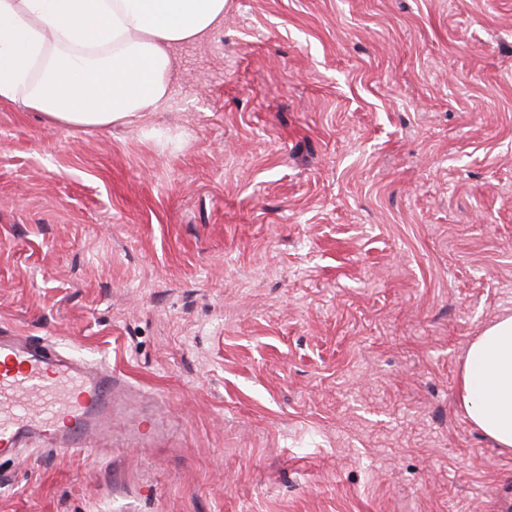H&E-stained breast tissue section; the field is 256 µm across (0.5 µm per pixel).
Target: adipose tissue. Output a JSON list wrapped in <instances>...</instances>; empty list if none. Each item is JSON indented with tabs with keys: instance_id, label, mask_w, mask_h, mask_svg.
Instances as JSON below:
<instances>
[{
	"instance_id": "obj_1",
	"label": "adipose tissue",
	"mask_w": 512,
	"mask_h": 512,
	"mask_svg": "<svg viewBox=\"0 0 512 512\" xmlns=\"http://www.w3.org/2000/svg\"><path fill=\"white\" fill-rule=\"evenodd\" d=\"M226 0H0V103L53 126L165 111L173 51L224 23ZM470 424L512 454V315L470 342L458 380Z\"/></svg>"
}]
</instances>
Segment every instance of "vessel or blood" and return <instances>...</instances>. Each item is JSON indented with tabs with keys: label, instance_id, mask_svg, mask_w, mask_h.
Returning <instances> with one entry per match:
<instances>
[{
	"label": "vessel or blood",
	"instance_id": "1",
	"mask_svg": "<svg viewBox=\"0 0 512 512\" xmlns=\"http://www.w3.org/2000/svg\"><path fill=\"white\" fill-rule=\"evenodd\" d=\"M132 392L111 366L0 330V458L42 442L58 452L112 435Z\"/></svg>",
	"mask_w": 512,
	"mask_h": 512
}]
</instances>
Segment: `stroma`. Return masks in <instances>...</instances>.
<instances>
[{
  "instance_id": "obj_1",
  "label": "stroma",
  "mask_w": 512,
  "mask_h": 512,
  "mask_svg": "<svg viewBox=\"0 0 512 512\" xmlns=\"http://www.w3.org/2000/svg\"><path fill=\"white\" fill-rule=\"evenodd\" d=\"M167 111L0 103V328L94 352L150 443L0 461V512H512L457 397L512 314V0H227Z\"/></svg>"
}]
</instances>
